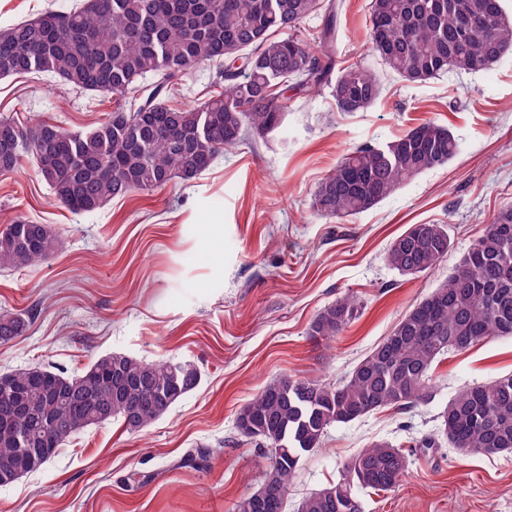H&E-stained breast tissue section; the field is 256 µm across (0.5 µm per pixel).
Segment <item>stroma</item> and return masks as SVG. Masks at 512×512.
<instances>
[{
    "instance_id": "35a3bbf8",
    "label": "stroma",
    "mask_w": 512,
    "mask_h": 512,
    "mask_svg": "<svg viewBox=\"0 0 512 512\" xmlns=\"http://www.w3.org/2000/svg\"><path fill=\"white\" fill-rule=\"evenodd\" d=\"M370 3L342 0L339 67L376 62L367 51ZM382 83L361 112L338 111L327 92L293 96L279 131L240 143L196 179L89 216L54 202L30 159L0 175V226L29 218L60 239L42 263L0 271V311L35 314L24 336L0 346V372L41 364L73 373L119 352L201 373L146 430L127 432L117 420L87 429L40 470L0 486V512H233L268 462L236 429L249 399L283 375L343 383L447 277L483 221L512 200V54L481 73L426 82L386 73ZM113 108L111 96L37 75L0 78V116L23 126L37 115L84 131ZM429 120L461 143L448 164L356 217L315 216L316 187L344 154ZM425 223L448 225V256L427 273L399 275L387 248ZM347 293L359 301L355 319L334 340L310 335L317 314ZM511 373L512 338H495L436 363L432 402L331 427L295 474L289 512L336 484L374 441L407 446L408 470L389 491L362 492L364 512H512V454L414 446L461 386ZM200 447L210 451L205 466H179Z\"/></svg>"
}]
</instances>
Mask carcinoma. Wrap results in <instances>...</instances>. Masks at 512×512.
I'll list each match as a JSON object with an SVG mask.
<instances>
[{"label":"carcinoma","instance_id":"cac0c4a2","mask_svg":"<svg viewBox=\"0 0 512 512\" xmlns=\"http://www.w3.org/2000/svg\"><path fill=\"white\" fill-rule=\"evenodd\" d=\"M340 7L333 0L323 7L320 0H51L38 16L0 28V77L39 74L110 94L115 109L85 132L43 120L22 127L0 117V174L15 171L28 154L55 202L91 214L131 193L195 179L246 138L276 131L288 112V91L309 97L328 88L339 111H363L378 98L381 79L362 63L334 74ZM322 8L312 48L296 31ZM369 41L388 72L425 82L486 71L512 53V18L502 0H371ZM201 64L224 91L170 105L180 74ZM458 151V139L434 121L358 146L318 184L315 212L360 215ZM58 243L48 225L17 219L0 230V270L34 266ZM450 246L447 225L412 224L392 241L386 262L403 276H418L442 262ZM356 312L355 297L345 294L316 316L310 335L333 339ZM32 320L27 311L1 312L0 345L25 335ZM502 337L512 338V201L345 383L283 376L252 396L236 427L264 449L268 464L258 489L233 512H286L302 457L321 447L332 426L429 402L436 362ZM200 380L193 364L116 352L77 374L45 365L1 373L0 486L13 483L21 455L35 448L56 454L84 430L114 419L128 432L144 430ZM438 419L437 431L415 447L446 442L465 455L512 453V374L462 386ZM407 468L403 447L375 442L297 512H363L356 490L387 491Z\"/></svg>","mask_w":512,"mask_h":512}]
</instances>
